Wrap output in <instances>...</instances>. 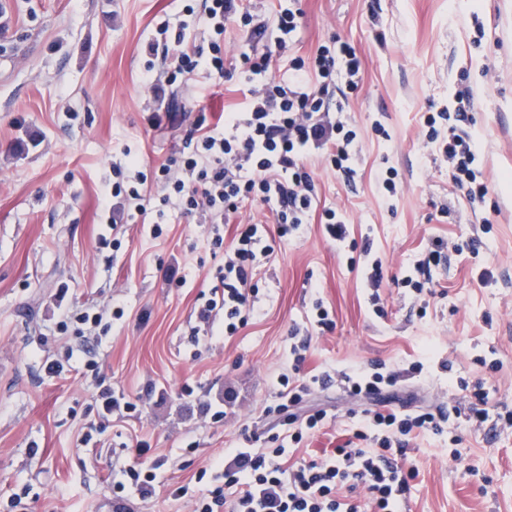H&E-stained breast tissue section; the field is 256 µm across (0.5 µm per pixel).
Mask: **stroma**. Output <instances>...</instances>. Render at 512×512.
Wrapping results in <instances>:
<instances>
[{"instance_id":"35a3bbf8","label":"stroma","mask_w":512,"mask_h":512,"mask_svg":"<svg viewBox=\"0 0 512 512\" xmlns=\"http://www.w3.org/2000/svg\"><path fill=\"white\" fill-rule=\"evenodd\" d=\"M294 49L274 65L288 75L292 57L315 55L337 37L362 61L357 89L341 98L359 134L353 178L312 161L319 209L340 210L344 243L320 223L278 237L269 206L246 205L223 226L261 223L271 251L254 281L256 314L235 335L215 325L193 348L195 304L209 293L223 256L206 245L211 227L178 219L153 237L146 224L108 234L104 193L124 149L145 165L173 155L199 119L215 123L243 102L237 81L214 93L206 75L155 104L141 82L145 47L162 21L181 20V0H0V512L22 497L21 512H112L113 474L137 459L140 442L189 482L225 449L257 436L269 445L268 414L278 378L333 372V382L295 406L323 409V428L305 437L311 459L345 445L364 410L406 398L436 408L457 405L439 435L419 437L417 469L404 512H512V0H297ZM473 92L468 130L489 191L469 200L456 188L438 145L426 143L424 117L452 105L458 82ZM381 122L390 134L371 133ZM395 168L400 189L387 196L378 175ZM463 244L432 267L422 294L398 287L433 242ZM382 259L386 314L368 304L367 275ZM492 283H483L484 271ZM322 301L335 322L312 338L301 366L289 349ZM124 310L105 313L108 302ZM103 315L91 349L97 376L49 378L46 358L66 345L57 323L68 309ZM416 378L372 399L348 396L340 379L373 363ZM112 385L140 414L113 418L103 445L79 438L94 416L97 382ZM483 383L489 418L468 422L458 382ZM194 389L185 395L183 385ZM223 412L214 420L212 412ZM460 458H452L451 449Z\"/></svg>"}]
</instances>
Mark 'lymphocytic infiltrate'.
<instances>
[{
	"label": "lymphocytic infiltrate",
	"mask_w": 512,
	"mask_h": 512,
	"mask_svg": "<svg viewBox=\"0 0 512 512\" xmlns=\"http://www.w3.org/2000/svg\"><path fill=\"white\" fill-rule=\"evenodd\" d=\"M202 5L199 12L185 5L186 19L174 27L161 22L157 38L148 42L142 80L154 98H164L168 87L187 84L201 73L216 87L232 79L224 39L232 29L253 26V17L239 0H202ZM191 15L209 36L189 48L184 41ZM286 49L285 41L279 40L243 56L248 75L242 108L225 112L223 122L214 125L198 120L177 156L152 169L135 157L113 165L112 194L120 199L112 207L113 223L151 210L155 236L161 235L172 211L184 217L200 216L218 227L245 201L271 208L279 237H293L310 223L318 211L311 151L325 150L337 172L347 177L354 173L352 146L358 133L334 114L333 101L339 87L357 88L361 60L354 47L335 37L319 46L312 62L295 59L291 76L282 81L274 75L273 64ZM159 60L167 66L162 78L155 71ZM455 98L454 110L428 114L426 138L439 143L453 183L465 189L469 199H480L488 185L475 166L476 153L463 128L469 120L471 93L464 88ZM151 181L165 188L152 205L139 191ZM209 247L223 252L224 265L211 297L198 305L197 321L211 328L216 320H223L225 334L231 335L255 312L252 280L261 257L270 249L263 246L255 224L242 225L229 242L216 230ZM330 380L326 372L298 380L281 378L272 411L279 417L283 444L230 449L224 458L210 463L212 480L207 489L194 492L186 484L167 487L160 464L147 449H138L135 464L124 468L113 483L116 512H130L129 501L151 499L164 487L171 498L187 499L190 512H399L416 476L415 467L404 464L409 442L422 434L439 433L448 419L446 410H369L353 433L357 447L338 448L318 460L286 463L287 444H300L304 433L321 427L327 417L320 410L301 418L292 413V406ZM399 380V372L381 364L344 378L355 397L381 393ZM360 486L367 498L357 495Z\"/></svg>",
	"instance_id": "obj_1"
}]
</instances>
